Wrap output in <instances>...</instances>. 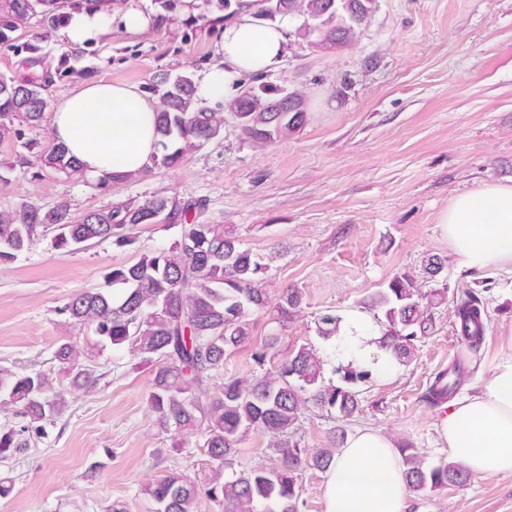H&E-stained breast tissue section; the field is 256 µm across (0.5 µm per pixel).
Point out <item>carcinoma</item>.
<instances>
[{"label": "carcinoma", "instance_id": "carcinoma-1", "mask_svg": "<svg viewBox=\"0 0 512 512\" xmlns=\"http://www.w3.org/2000/svg\"><path fill=\"white\" fill-rule=\"evenodd\" d=\"M115 0H0V44L14 45L13 34L37 17L48 31L67 25L74 13L109 11ZM159 10L154 24L167 25L184 7V0H154ZM205 12L183 19L187 28L218 23L247 15L254 21L299 16L295 37L318 52L347 47L360 36L375 10L376 0H204ZM16 46V45H14ZM27 53L23 64L31 69L25 78L0 77V141L23 142L25 152L0 163V185L9 183L16 166L39 165L83 182L79 163L59 143L43 149L24 140L26 127L43 122L48 108L47 90L74 74L86 56L80 47L62 52L57 62L46 60L41 46L27 42L16 46ZM157 96L161 120L159 149L142 172L174 169L186 155L218 139L224 132V113L198 99L194 74L174 78L165 74L148 87ZM280 88L257 84L227 103L241 132L251 142L265 146L288 137L305 126L308 103L300 94L288 93L290 112L274 111ZM206 200L177 194L131 196L111 206L72 218L65 203L44 211L23 204L0 213V260L32 249L48 229L56 231L55 247L76 248L93 240H112L123 247L135 242L131 231L142 224L163 223L178 230L168 248L106 276L105 287L73 295L57 309L76 324L90 328L96 343L111 345L150 365L152 379L148 403L160 430L188 437L201 433L208 456L204 484L180 472H170L144 487L154 512H196L200 494L218 503L223 512H299L300 472L309 466L326 471L333 450L310 452L290 435L305 405L311 403L334 420L345 422L357 410L361 387L374 381L369 370L339 363L335 383L325 378L327 356L303 345L276 368L250 378L224 382L212 390L214 372L224 367L226 351L247 340V317L274 306L278 323L295 316L302 291L284 288L271 299L261 282V264L241 247L233 230L203 219ZM445 289L422 291L406 273L392 277L387 288L367 302V311L384 329L385 350L400 365L414 357L417 342L434 330V306L446 299ZM455 332L470 353L479 351L489 315L478 293L464 289L453 297ZM55 360L74 388H91L101 379L83 361L84 352L69 340L60 342ZM469 374L465 358L436 373L424 402L438 407L456 394ZM66 400L54 390L53 379L41 372L17 374L0 368V409L25 419L17 429L0 431V455L16 456L30 445L31 435L43 434V424L62 412ZM256 429L268 436L274 465L247 471L232 470L237 448L245 433ZM409 488L420 493L467 484L461 466L440 462L427 466L415 448L399 446Z\"/></svg>", "mask_w": 512, "mask_h": 512}]
</instances>
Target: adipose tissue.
<instances>
[{"label":"adipose tissue","instance_id":"1","mask_svg":"<svg viewBox=\"0 0 512 512\" xmlns=\"http://www.w3.org/2000/svg\"><path fill=\"white\" fill-rule=\"evenodd\" d=\"M283 26L250 19L228 23L220 61L197 81L206 102L231 101L248 75L281 64ZM156 98L135 86L92 82L72 90L53 109L51 134L79 161L86 176L120 177L144 170L158 149ZM460 270L512 274V182L485 183L456 195L438 219ZM383 331L360 309L345 311L327 345L344 360L389 379L399 364L380 346ZM501 348L476 370L475 390L448 403L434 423L450 460L484 478L512 475V324L502 326ZM411 492L396 443L362 427L340 447L323 484L325 512H408Z\"/></svg>","mask_w":512,"mask_h":512}]
</instances>
